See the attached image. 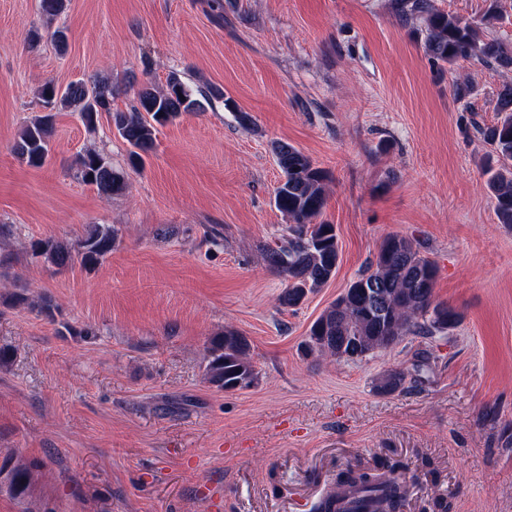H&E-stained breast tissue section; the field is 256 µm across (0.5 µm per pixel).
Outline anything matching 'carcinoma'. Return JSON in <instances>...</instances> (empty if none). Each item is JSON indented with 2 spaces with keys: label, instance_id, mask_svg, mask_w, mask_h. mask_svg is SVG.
<instances>
[{
  "label": "carcinoma",
  "instance_id": "carcinoma-1",
  "mask_svg": "<svg viewBox=\"0 0 512 512\" xmlns=\"http://www.w3.org/2000/svg\"><path fill=\"white\" fill-rule=\"evenodd\" d=\"M399 17L420 19L425 28L424 48L433 63L451 66L459 59H476L512 72V44L485 38L480 27L460 15L436 9L431 0H395ZM41 114L28 121L11 145V151L32 167L48 161L56 113L76 112L89 129L100 116L107 117L112 133L129 147L133 166L154 150L159 128L183 114L194 113L203 104L222 101L248 128L252 117L242 112L217 88L192 89L178 72L157 88L151 82L135 92L136 105L129 111L113 107L112 82L105 77L73 81L64 87L48 81L38 90ZM497 121L476 126L492 152L483 162L486 187L498 223L512 228V82L496 92ZM282 172L274 195L275 208L286 218L280 244L265 249L267 268L287 285L278 295V307L293 309L307 295L330 281L338 269L341 252L336 226L317 221L327 204V173L300 149L287 142L273 144ZM72 167L77 178L107 197H120L129 190L127 173L112 164L104 150L89 148L76 155ZM116 236L112 226L93 224L74 242L49 237L32 243V252L54 272L78 263L93 269L112 253ZM437 267L421 252L420 243L408 236L389 234L380 242L366 270L350 281L344 292L311 324L305 350L322 358L356 361L399 345L407 336L432 339L446 336L461 322V313L446 302L425 299L435 293ZM246 337L226 329L210 338L203 357L205 380L220 390L246 389L258 372ZM422 365L390 369L376 380L374 389L390 395L418 380ZM378 474L349 466L336 475V492L325 498L316 512H370L373 501L385 512H400L408 498V484L396 474L397 466L380 459ZM29 473L23 467L8 472V485L17 495L25 493ZM357 494L352 508L343 504L341 492Z\"/></svg>",
  "mask_w": 512,
  "mask_h": 512
}]
</instances>
